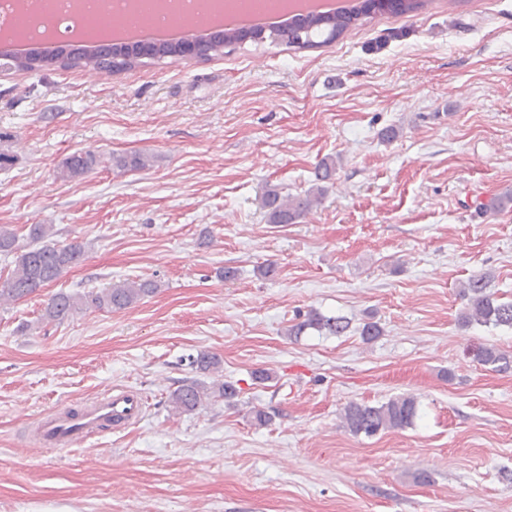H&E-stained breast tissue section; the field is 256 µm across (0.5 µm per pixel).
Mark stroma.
<instances>
[{"mask_svg":"<svg viewBox=\"0 0 512 512\" xmlns=\"http://www.w3.org/2000/svg\"><path fill=\"white\" fill-rule=\"evenodd\" d=\"M88 149L152 162L62 179ZM3 152L0 224L23 250L28 225H53L86 259L0 306V512H512V370L469 354L512 355V330L459 322L472 275L512 299V203L489 206L512 193V0H431L313 48L6 72ZM327 161L320 205L269 223L266 190L305 195ZM124 279L159 290L42 322L53 294ZM312 310L351 327L289 336ZM367 319L383 329L371 343ZM201 352L238 394L175 413L169 395ZM114 386L143 396L139 424L32 443L33 420ZM401 395L419 403L414 426L344 427L349 402ZM473 359L478 364L494 371H505L512 368V356L491 344L479 345L473 351Z\"/></svg>","mask_w":512,"mask_h":512,"instance_id":"35a3bbf8","label":"stroma"}]
</instances>
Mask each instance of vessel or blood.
I'll return each instance as SVG.
<instances>
[{
    "instance_id": "1",
    "label": "vessel or blood",
    "mask_w": 512,
    "mask_h": 512,
    "mask_svg": "<svg viewBox=\"0 0 512 512\" xmlns=\"http://www.w3.org/2000/svg\"><path fill=\"white\" fill-rule=\"evenodd\" d=\"M144 415V404L137 392L111 388L81 410H63L52 418L39 419L33 440L40 446L70 447L103 429L136 425Z\"/></svg>"
}]
</instances>
